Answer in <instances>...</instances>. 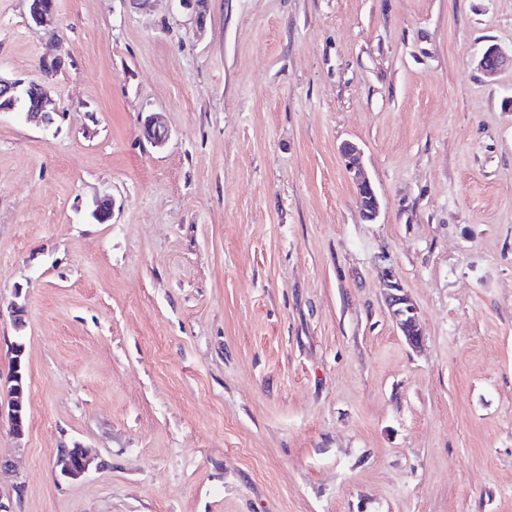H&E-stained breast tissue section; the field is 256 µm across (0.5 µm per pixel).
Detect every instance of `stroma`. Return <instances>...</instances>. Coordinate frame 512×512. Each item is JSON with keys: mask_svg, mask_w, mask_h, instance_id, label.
<instances>
[{"mask_svg": "<svg viewBox=\"0 0 512 512\" xmlns=\"http://www.w3.org/2000/svg\"><path fill=\"white\" fill-rule=\"evenodd\" d=\"M55 13L37 34L0 0V75L59 106L0 112V385L27 349L28 428L0 419L13 512H512V69L479 67L512 48V0ZM77 443L93 464L58 478ZM480 65L486 71H496L510 66L512 68V51L492 45L488 47L480 59ZM344 154L349 158V172L353 173V179L355 180L362 203L364 218L367 221H374L379 214L380 202L373 184L360 166L361 150L354 144H348L344 147ZM389 314L409 344L416 346L421 339L417 311L405 293L399 279L390 271L383 282Z\"/></svg>", "mask_w": 512, "mask_h": 512, "instance_id": "obj_1", "label": "stroma"}]
</instances>
